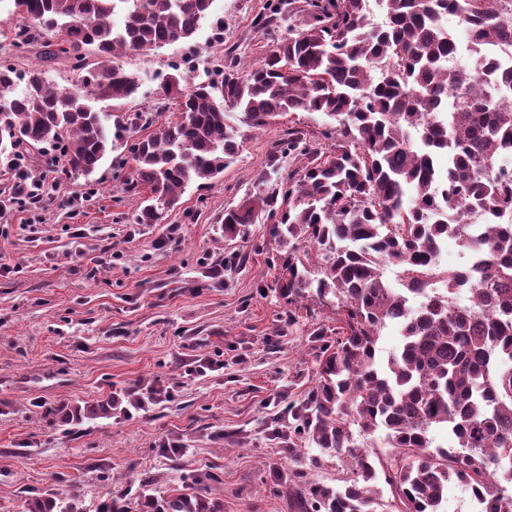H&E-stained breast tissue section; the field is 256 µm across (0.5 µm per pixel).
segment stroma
<instances>
[{"label": "stroma", "mask_w": 512, "mask_h": 512, "mask_svg": "<svg viewBox=\"0 0 512 512\" xmlns=\"http://www.w3.org/2000/svg\"><path fill=\"white\" fill-rule=\"evenodd\" d=\"M270 0H215L194 39L119 62L139 78L134 99L98 103L113 120L156 110L171 66L190 81L220 80L226 54L259 61L268 45L304 28L296 9L278 28L254 27ZM328 119L307 112L246 129L242 152L222 178L188 187L161 223L138 224L136 197L117 168L126 148L108 155L103 185L86 196L83 178L44 165L31 150L30 172L51 190L41 207L11 200L12 176L0 165V512H21V494L76 489L86 507L110 491L137 488L145 476L168 486L193 470L221 480L211 494L224 512H284L270 491L271 468L288 462V405L303 400L319 342L315 325L334 309L299 308L296 325L275 290V249L267 227L224 235V211L253 193L289 129L327 147ZM212 371L193 373L196 360ZM156 382L170 399L72 428L55 423L63 403L89 401ZM180 443L173 455L167 444Z\"/></svg>", "instance_id": "stroma-1"}]
</instances>
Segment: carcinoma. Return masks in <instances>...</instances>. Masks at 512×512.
<instances>
[{
    "instance_id": "1",
    "label": "carcinoma",
    "mask_w": 512,
    "mask_h": 512,
    "mask_svg": "<svg viewBox=\"0 0 512 512\" xmlns=\"http://www.w3.org/2000/svg\"><path fill=\"white\" fill-rule=\"evenodd\" d=\"M26 23L11 33L17 49L41 61L64 56L77 79L57 90L45 71L22 73L0 60V158L53 146L88 183L115 148L99 101L132 98L136 75L115 58L191 40L213 0H13ZM381 24L367 0H305L306 27L272 42L247 68L233 59L219 82L192 83L179 69L163 86L180 117L128 147L125 190L150 196L134 217L157 224L185 189L210 184L243 148L240 126L264 128L293 112L334 120L327 151L302 132L288 140L259 187L224 213V236L266 219L277 243L279 298L336 307V326L314 353L306 398L288 405V467L274 471L273 493L288 512H375L376 481L389 487L391 512H443L448 482L467 489L474 512H512V222L465 223L468 212L512 211V102L496 96L503 79L487 60L446 68L453 43L440 27L453 13L468 25L473 51L512 50V0H380ZM124 15L117 28L114 15ZM94 60H89V57ZM25 82L21 92L17 83ZM228 112L239 123L226 122ZM297 167L281 177L280 160ZM455 238L474 255L468 268L443 267L441 242ZM468 289L471 305L455 306ZM412 294L422 297L409 310ZM400 348L382 359L388 324ZM140 384L53 410L61 426L110 418L159 402ZM442 429L448 448L433 445ZM386 450H373L375 433ZM300 443L349 465L342 485L306 478L294 466ZM220 482L194 472L181 483L108 493L94 512H224L210 495ZM22 512H86L79 495L50 488L23 499Z\"/></svg>"
}]
</instances>
